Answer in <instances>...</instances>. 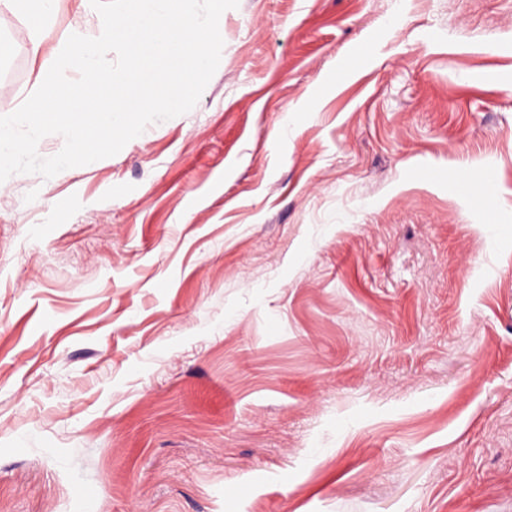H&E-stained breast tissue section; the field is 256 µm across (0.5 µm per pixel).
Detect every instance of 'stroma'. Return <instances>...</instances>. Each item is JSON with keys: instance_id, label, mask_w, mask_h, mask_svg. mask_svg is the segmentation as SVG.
I'll list each match as a JSON object with an SVG mask.
<instances>
[{"instance_id": "35a3bbf8", "label": "stroma", "mask_w": 512, "mask_h": 512, "mask_svg": "<svg viewBox=\"0 0 512 512\" xmlns=\"http://www.w3.org/2000/svg\"><path fill=\"white\" fill-rule=\"evenodd\" d=\"M96 21L0 9V116ZM220 28L191 111L0 183V512H512V0Z\"/></svg>"}]
</instances>
